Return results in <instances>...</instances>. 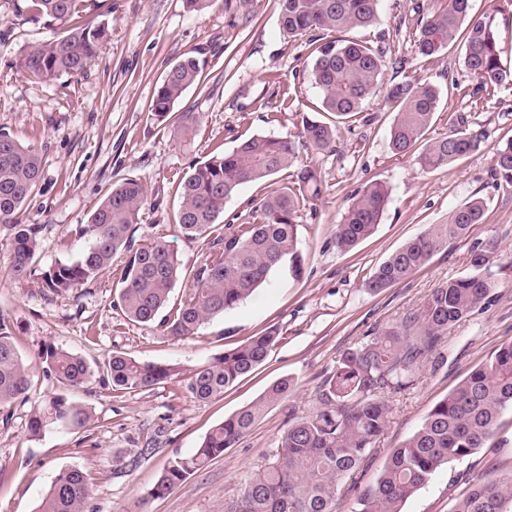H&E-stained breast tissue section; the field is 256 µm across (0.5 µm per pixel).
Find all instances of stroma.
<instances>
[{
  "label": "stroma",
  "instance_id": "stroma-1",
  "mask_svg": "<svg viewBox=\"0 0 512 512\" xmlns=\"http://www.w3.org/2000/svg\"><path fill=\"white\" fill-rule=\"evenodd\" d=\"M445 0H380L381 21L344 32L389 48L402 65L386 62L384 84L405 79L441 91L436 120L426 140L459 125L482 129L480 150L451 166L424 171L419 150L395 154L390 144L394 112L384 93L362 105L356 117L337 124L334 148L299 145V162L315 168L320 198L307 202L300 222L302 271L274 269L266 283L237 308L214 317L197 334L170 338L158 328L127 320L114 307L124 255L111 272L66 293L47 288L43 277L58 264L78 259L87 247L74 225L88 223L112 185L141 180L147 200L134 233L136 243L156 239L176 251L182 276L171 303L185 299L196 270L212 259L211 239L186 238L174 222L178 185L191 166L232 150L255 135L296 139L306 119L332 121L321 109L307 37L280 25L278 0H214L196 10L187 0H86L87 21L105 25L108 37L84 73L45 83L19 71L14 60L25 46L62 35L28 15L0 6V131L34 147L42 157L40 182L24 207L23 223L41 227L27 276L11 277V232L0 226V316L7 318L29 368V402L0 408V512H34L57 474L79 468L92 477L87 512H227L247 477L272 463L292 414L316 404L323 381L347 350L368 341L405 313L422 308L437 288L470 271L475 243L494 238L500 249L492 270L499 283L485 309L449 327L414 385L391 394V420L359 469L343 479L337 512H354L357 497L375 481L394 448L412 435L428 411L455 385L512 341V186L494 175L498 148L512 140V85L472 107V83L463 66L465 44L424 62L415 52L416 7L442 8ZM473 16L494 14L503 66L512 69V0H471ZM195 56L204 69L165 119L150 105L170 66ZM195 120L183 125L180 116ZM288 172L243 185L218 221L230 233L249 204L287 186ZM369 182L384 184L389 202L376 232L347 252L332 244L351 198ZM483 198L482 223L465 240L434 255L407 279L378 292L365 283L373 270L428 225L442 224L463 201ZM274 328L279 342L256 369L225 389L222 397L193 399L186 378L224 349ZM54 345L81 356L90 368L83 386L61 390L45 373L41 353ZM170 363L176 379L150 388L118 390L107 375L110 356ZM290 377L288 399L269 406L235 447L189 476L161 499L149 490L169 462L186 457L211 428L256 401L275 381ZM66 394L91 408L92 426H54L40 436L28 427L33 404ZM512 472V410L506 411L485 448L439 469L402 505V512H455L471 479Z\"/></svg>",
  "mask_w": 512,
  "mask_h": 512
}]
</instances>
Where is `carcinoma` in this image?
Here are the masks:
<instances>
[{"instance_id":"cac0c4a2","label":"carcinoma","mask_w":512,"mask_h":512,"mask_svg":"<svg viewBox=\"0 0 512 512\" xmlns=\"http://www.w3.org/2000/svg\"><path fill=\"white\" fill-rule=\"evenodd\" d=\"M84 0H22L18 13L47 26L68 24L64 35L29 47L16 65L28 75L51 82L63 74H78L96 56L107 32L102 25L83 20ZM380 0H279L284 32L311 39L315 59L311 76L322 94L323 111L346 120L380 85L385 48L357 40L326 39L325 32L368 28L379 23ZM471 0H446L444 6L422 16L415 47L425 60L447 53L460 28L466 30L464 67L474 81L471 104H481L498 87L512 85V71L501 65L495 16H470ZM204 64L193 56L173 64L158 87L151 111L166 117L184 92L194 85ZM440 99L439 89L427 82L401 81L386 90L395 108L390 142L397 153H407L424 140ZM316 151L331 148L336 126L306 120L300 132ZM485 138L482 131L461 127L425 145L420 165L425 170L449 166L476 153ZM298 162L295 143L273 136H254L223 154L196 164L179 184L180 203L175 224L184 235L212 234L227 201L244 184L257 182L293 167ZM495 174L512 185V140L496 153ZM42 157L8 133L0 132V223L12 230L9 272L23 277L30 271L37 250L38 224H24L21 211L37 187ZM322 193V181L305 166L291 185L275 190L251 207L254 222L240 224L231 234L217 236L216 257L194 274L195 288L168 308L180 277L176 253L161 239L135 245L133 234L146 201L145 185L126 179L112 187L89 222L75 233L89 246L71 264L45 273L47 287L68 291L112 269V258L126 253L118 305L131 321L158 324L174 338L193 336L210 319L232 310L249 298L268 274L284 262H300L298 219L305 203ZM388 202L387 189L369 183L350 200L336 225L334 244L349 251L371 236ZM484 212L481 198H470L450 213L448 223L431 224L414 239L392 252L372 273L365 287L373 292L401 282L424 266L437 252L465 239ZM499 250L494 239L473 247L470 272L435 288L417 312L385 326L364 345L346 351L336 362L317 397L316 407L288 426L277 459L250 476L230 512H336L338 487L353 475L390 422L388 395L414 384L425 360L437 350L448 326L486 306L496 287L491 259ZM278 342L274 330L259 333L224 350L187 378V390L197 400L218 398L224 389L266 360ZM46 371L65 389H74L89 376L80 356L48 345L42 351ZM107 372L112 386L143 389L175 379L178 367L142 362L113 355ZM294 382L281 378L253 404L214 426L200 446L164 469L150 496L162 498L189 476L236 446L264 410L286 399ZM28 367L19 355L8 324L0 319V407L29 398ZM512 409V342L460 381L423 418L418 429L394 449L376 481L360 491L356 512H401L402 504L423 488L439 468L464 460L485 447L502 414ZM93 420L91 409L58 395L34 406L29 432L38 436L50 425L79 430ZM91 477L78 468L56 476L35 512H85L91 495ZM512 474L499 479L475 480L455 512H509Z\"/></svg>"}]
</instances>
